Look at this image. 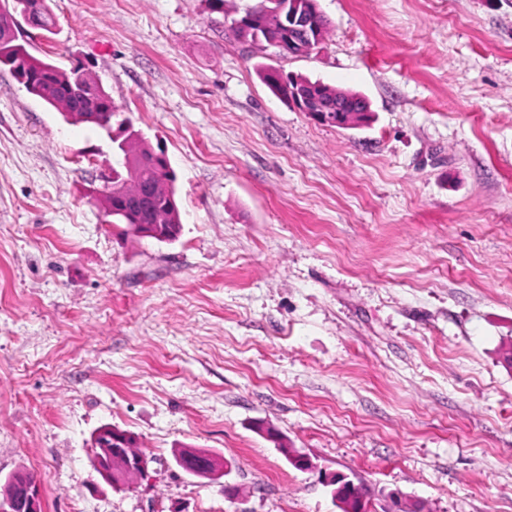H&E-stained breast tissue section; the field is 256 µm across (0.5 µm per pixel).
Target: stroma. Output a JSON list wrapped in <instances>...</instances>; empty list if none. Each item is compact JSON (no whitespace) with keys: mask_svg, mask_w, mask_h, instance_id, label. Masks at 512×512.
I'll return each mask as SVG.
<instances>
[{"mask_svg":"<svg viewBox=\"0 0 512 512\" xmlns=\"http://www.w3.org/2000/svg\"><path fill=\"white\" fill-rule=\"evenodd\" d=\"M256 2L52 0L20 37L165 149L171 244L107 223L115 144L0 65V482L43 512H341L326 473L371 512H512V0H318L303 56L235 36ZM268 69L374 118L318 122ZM104 425L147 478L102 480Z\"/></svg>","mask_w":512,"mask_h":512,"instance_id":"obj_1","label":"stroma"}]
</instances>
